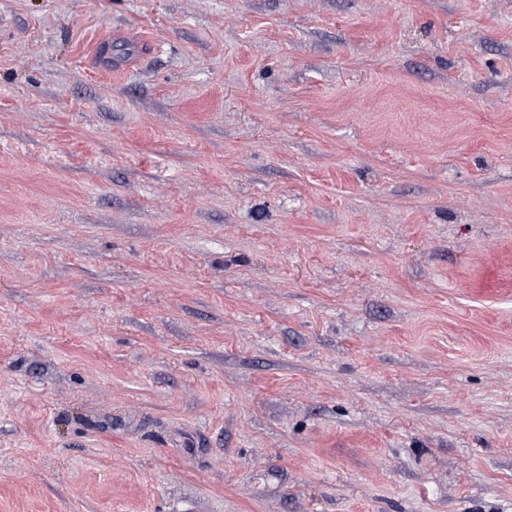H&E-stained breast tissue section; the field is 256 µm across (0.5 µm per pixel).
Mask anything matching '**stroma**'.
<instances>
[{
    "mask_svg": "<svg viewBox=\"0 0 512 512\" xmlns=\"http://www.w3.org/2000/svg\"><path fill=\"white\" fill-rule=\"evenodd\" d=\"M0 512H512V0H0Z\"/></svg>",
    "mask_w": 512,
    "mask_h": 512,
    "instance_id": "stroma-1",
    "label": "stroma"
}]
</instances>
